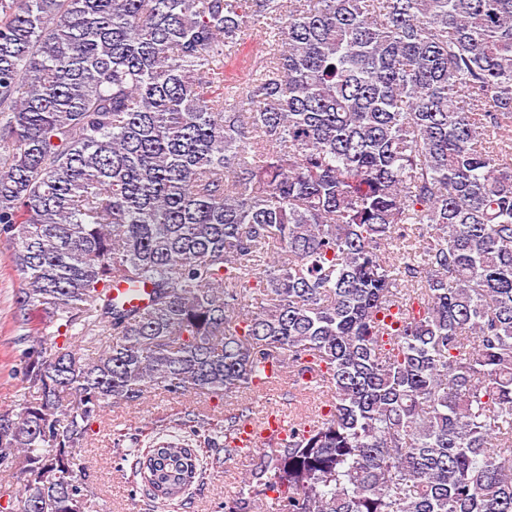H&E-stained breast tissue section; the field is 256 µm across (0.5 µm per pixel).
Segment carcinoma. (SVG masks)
I'll list each match as a JSON object with an SVG mask.
<instances>
[{
    "label": "carcinoma",
    "instance_id": "obj_1",
    "mask_svg": "<svg viewBox=\"0 0 512 512\" xmlns=\"http://www.w3.org/2000/svg\"><path fill=\"white\" fill-rule=\"evenodd\" d=\"M0 149L20 313L96 350L23 355L18 512H94L113 402L281 369L321 406L224 512H512V0H0ZM129 454L155 499L205 478ZM151 285L144 283L139 288H127L123 283L117 284L112 288V296H121L125 304L134 307H145L149 304V294Z\"/></svg>",
    "mask_w": 512,
    "mask_h": 512
}]
</instances>
